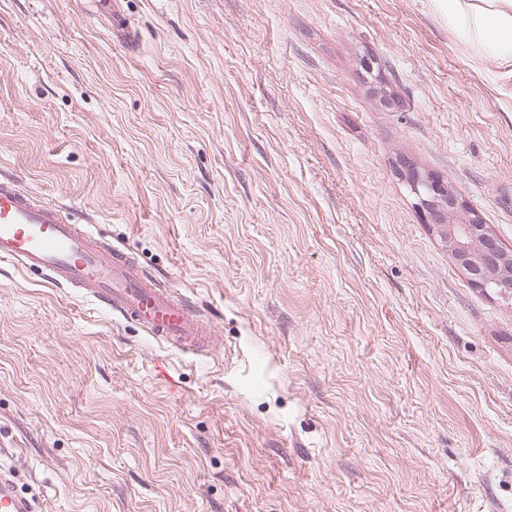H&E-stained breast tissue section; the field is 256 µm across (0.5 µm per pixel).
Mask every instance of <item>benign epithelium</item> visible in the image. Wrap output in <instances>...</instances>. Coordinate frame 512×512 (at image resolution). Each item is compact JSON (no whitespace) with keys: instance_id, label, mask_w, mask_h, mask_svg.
Wrapping results in <instances>:
<instances>
[{"instance_id":"benign-epithelium-1","label":"benign epithelium","mask_w":512,"mask_h":512,"mask_svg":"<svg viewBox=\"0 0 512 512\" xmlns=\"http://www.w3.org/2000/svg\"><path fill=\"white\" fill-rule=\"evenodd\" d=\"M404 181L473 284L506 300L511 298L512 253L501 247L478 217L464 216L463 200L438 178L411 170Z\"/></svg>"}]
</instances>
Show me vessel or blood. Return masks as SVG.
<instances>
[{"label":"vessel or blood","instance_id":"vessel-or-blood-1","mask_svg":"<svg viewBox=\"0 0 512 512\" xmlns=\"http://www.w3.org/2000/svg\"><path fill=\"white\" fill-rule=\"evenodd\" d=\"M91 2L113 35L134 46L137 35L120 0ZM0 260L41 272L52 285L83 289L125 321L179 349L207 345L213 336L207 319L148 277L123 249L103 245L88 225L22 192L10 177L0 178ZM0 512H38V499L24 495L0 472Z\"/></svg>","mask_w":512,"mask_h":512}]
</instances>
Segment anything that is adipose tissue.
<instances>
[{"label": "adipose tissue", "mask_w": 512, "mask_h": 512, "mask_svg": "<svg viewBox=\"0 0 512 512\" xmlns=\"http://www.w3.org/2000/svg\"><path fill=\"white\" fill-rule=\"evenodd\" d=\"M456 40L491 82L512 78V0H434Z\"/></svg>", "instance_id": "1"}]
</instances>
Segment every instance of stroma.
I'll return each instance as SVG.
<instances>
[{
	"label": "stroma",
	"mask_w": 512,
	"mask_h": 512,
	"mask_svg": "<svg viewBox=\"0 0 512 512\" xmlns=\"http://www.w3.org/2000/svg\"><path fill=\"white\" fill-rule=\"evenodd\" d=\"M0 0V175L195 305L186 353L0 263V467L41 512H512V81L432 0ZM91 3L96 13L107 21L112 34L128 47H133L137 35L127 23L126 16L119 9L120 0H91ZM404 181L473 284L511 299L512 253L501 247L477 216L465 217L463 200L438 178L410 170Z\"/></svg>",
	"instance_id": "35a3bbf8"
}]
</instances>
